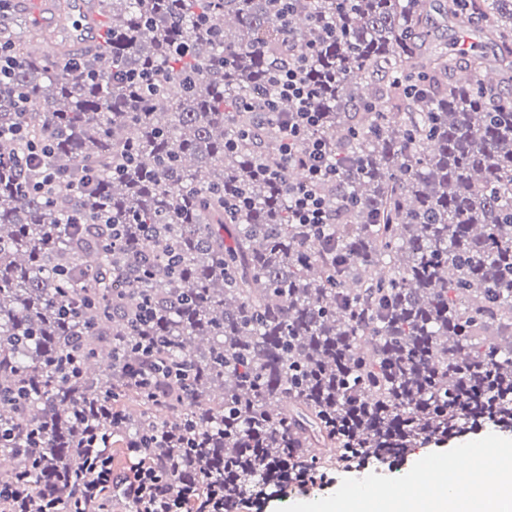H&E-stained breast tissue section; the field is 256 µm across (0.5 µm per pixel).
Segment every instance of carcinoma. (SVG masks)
I'll return each instance as SVG.
<instances>
[{
	"instance_id": "carcinoma-1",
	"label": "carcinoma",
	"mask_w": 512,
	"mask_h": 512,
	"mask_svg": "<svg viewBox=\"0 0 512 512\" xmlns=\"http://www.w3.org/2000/svg\"><path fill=\"white\" fill-rule=\"evenodd\" d=\"M102 2L112 35L77 66L29 50L16 0L0 13L27 101L0 103V483L65 507L88 431L187 427L195 452L154 449L178 462L168 489L217 482L239 512L311 474L511 432L512 0ZM436 14L474 23L493 59L436 44ZM288 57L336 169L316 227L294 223L302 170L250 110ZM34 145L28 180L56 179L23 192L12 160ZM158 362L188 387L128 380Z\"/></svg>"
}]
</instances>
